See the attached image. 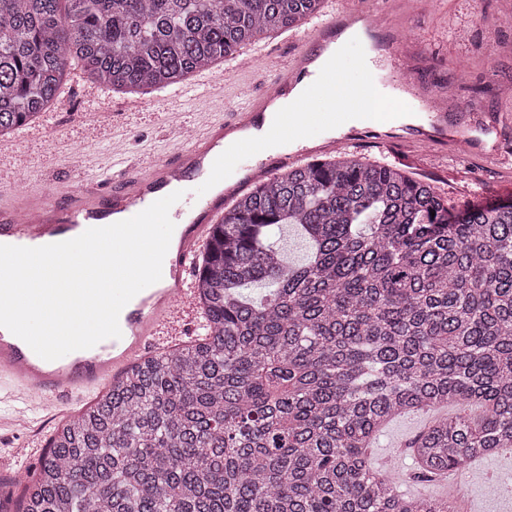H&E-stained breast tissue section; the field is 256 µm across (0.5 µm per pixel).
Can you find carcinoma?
<instances>
[{
  "label": "carcinoma",
  "mask_w": 512,
  "mask_h": 512,
  "mask_svg": "<svg viewBox=\"0 0 512 512\" xmlns=\"http://www.w3.org/2000/svg\"><path fill=\"white\" fill-rule=\"evenodd\" d=\"M322 2L0 0V137L73 66L112 91L171 88ZM286 226L301 264L281 256ZM196 288L206 336L67 421L17 512H451L364 465L382 427L472 408L412 442L421 479L512 448V204L453 214L389 166L308 162L235 198ZM279 246L283 258L290 263L301 262L306 255L305 241L293 228L283 229Z\"/></svg>",
  "instance_id": "obj_1"
}]
</instances>
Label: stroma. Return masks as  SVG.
<instances>
[{"label":"stroma","instance_id":"1","mask_svg":"<svg viewBox=\"0 0 512 512\" xmlns=\"http://www.w3.org/2000/svg\"><path fill=\"white\" fill-rule=\"evenodd\" d=\"M386 12L400 39L391 50L406 57L421 52L412 74L422 89L441 91L461 83L458 94L470 120L495 127V142L483 156H462L448 142H385L351 139L347 156L376 162L431 182L458 213L476 203H512V29L499 25L512 15V0H385ZM368 11L372 0H323L318 14L304 24L244 46L242 55L260 56L257 70H236L225 58L207 72L178 85L179 111L185 126L201 132L207 121L228 115L241 86L268 90L276 74L304 46L307 28L328 21L343 7ZM155 108L130 110L128 93L108 91L72 73L49 112L18 131L13 157L0 159V197L46 190L60 196L81 186L109 188L130 164L147 165L168 156L185 139L162 127L155 110L167 104L165 92H154ZM63 404L41 413L24 400L0 399V487L20 498L18 475H34L49 440L74 414ZM455 407L415 412L391 420L367 452L373 466H400L390 475L403 493L453 499L459 512H512L506 497L488 492L494 476L512 477V448L471 464L461 474L420 483L412 478L415 463L410 443L429 422L455 414ZM465 497H458V487Z\"/></svg>","mask_w":512,"mask_h":512}]
</instances>
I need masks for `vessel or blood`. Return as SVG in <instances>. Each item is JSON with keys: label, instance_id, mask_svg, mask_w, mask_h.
Returning <instances> with one entry per match:
<instances>
[{"label": "vessel or blood", "instance_id": "1", "mask_svg": "<svg viewBox=\"0 0 512 512\" xmlns=\"http://www.w3.org/2000/svg\"><path fill=\"white\" fill-rule=\"evenodd\" d=\"M335 28L324 23L313 28L307 48L296 54L279 73L277 84L300 78L308 72L312 49L324 42ZM358 96L347 69L321 73L313 84V94L286 112L279 124L266 130L276 140L290 137L295 144L308 146L325 126L349 125ZM266 101L265 95L247 97L230 118L208 122L202 135L171 157L155 161L148 169L133 168L113 186L110 195L99 190H72L56 201L41 196H9L0 199V241L14 246L39 247L73 239L91 227L110 225L112 215L123 212L133 217L155 201L167 196L172 183H228L236 191L258 177H274L288 165L266 162L263 146L243 140L233 148H219L226 132L255 122ZM414 131L416 140L428 141L447 134L450 143L468 142L472 151L483 141L463 128L449 129L448 115L427 112ZM224 208L221 197L204 193L183 195L170 209L172 221L182 227L176 246L168 250L158 284L139 292L119 316L122 336L105 339L92 348L47 361L23 340L0 327V380L20 387L25 401L47 404L65 394L108 380L119 381L136 364L139 356L158 345L165 330L181 331L184 303L194 288L188 275L203 251L210 224Z\"/></svg>", "mask_w": 512, "mask_h": 512}]
</instances>
